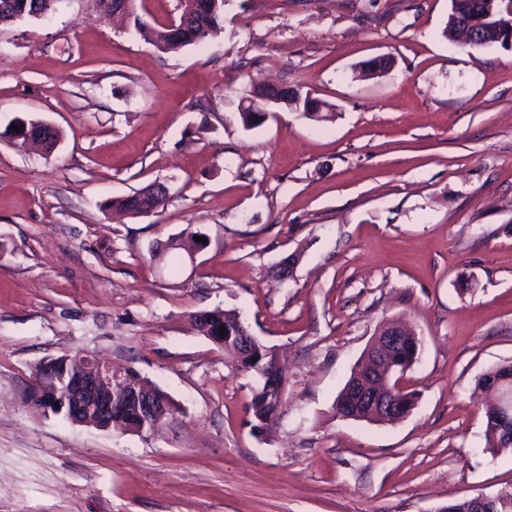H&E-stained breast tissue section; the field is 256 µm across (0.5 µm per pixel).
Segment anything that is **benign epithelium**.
<instances>
[{
    "instance_id": "1",
    "label": "benign epithelium",
    "mask_w": 512,
    "mask_h": 512,
    "mask_svg": "<svg viewBox=\"0 0 512 512\" xmlns=\"http://www.w3.org/2000/svg\"><path fill=\"white\" fill-rule=\"evenodd\" d=\"M100 15L105 20L123 16L129 12L128 0H114L112 3L98 6ZM282 103L280 88L266 87L261 94L242 97V107L260 116L265 122L277 112ZM21 126L14 137L23 142L40 143L38 131L51 130L53 126L42 121H19ZM299 262V254L293 253L276 266L278 278L287 280L293 277ZM236 342L224 344V337L211 336V340L225 346L238 360H243L256 351L266 352L264 342L254 336L242 321H237ZM410 329L397 321L383 326L371 339L361 360L358 379L378 372V378L370 384H349L335 401L336 415L353 419L354 404L369 402L385 406V394L400 390L396 379L401 370L409 369L415 362L414 351H409L401 361L394 362L386 358V353L393 347L401 345L407 338ZM283 376L278 356L273 361L268 373L260 374L261 384L267 385L270 391L269 400L275 410L261 420V431H268L280 414L281 394L273 382L267 378ZM485 390L491 393V406L499 414V427L506 429L512 424V374H504L489 379L484 384ZM23 402L43 413L55 411L64 413L73 423L92 424L102 429L116 427L121 432L138 434H154L170 418V407L155 395V389L131 372L112 369V366L99 359L86 355L73 358L69 355L53 358L40 365L22 395ZM125 406L135 409L138 423L134 426L120 424L112 418L114 406ZM409 404L403 400L388 408L386 417L377 418L375 422L386 424L399 421L409 415Z\"/></svg>"
}]
</instances>
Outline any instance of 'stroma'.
Returning a JSON list of instances; mask_svg holds the SVG:
<instances>
[{"instance_id": "stroma-1", "label": "stroma", "mask_w": 512, "mask_h": 512, "mask_svg": "<svg viewBox=\"0 0 512 512\" xmlns=\"http://www.w3.org/2000/svg\"><path fill=\"white\" fill-rule=\"evenodd\" d=\"M450 0H226L218 34L162 53L94 0L0 27V512H436L512 489L484 441L488 369L512 361V48L444 34ZM389 67L366 76V62ZM333 105L252 130L243 89ZM61 137L24 147L17 121ZM164 184L159 213L112 201ZM195 259L152 248L184 230ZM293 278L276 264L292 252ZM235 311L288 377L268 438L258 379L198 333ZM422 350L398 423L334 405L377 329ZM87 354L180 412L154 435L42 416L37 366Z\"/></svg>"}]
</instances>
